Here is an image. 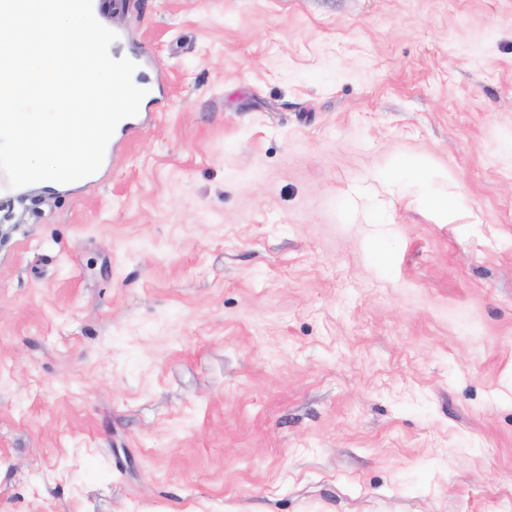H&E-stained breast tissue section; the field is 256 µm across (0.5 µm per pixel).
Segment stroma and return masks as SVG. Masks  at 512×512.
I'll return each mask as SVG.
<instances>
[{
  "instance_id": "obj_1",
  "label": "stroma",
  "mask_w": 512,
  "mask_h": 512,
  "mask_svg": "<svg viewBox=\"0 0 512 512\" xmlns=\"http://www.w3.org/2000/svg\"><path fill=\"white\" fill-rule=\"evenodd\" d=\"M103 2L166 95L0 197V512H512V0Z\"/></svg>"
}]
</instances>
